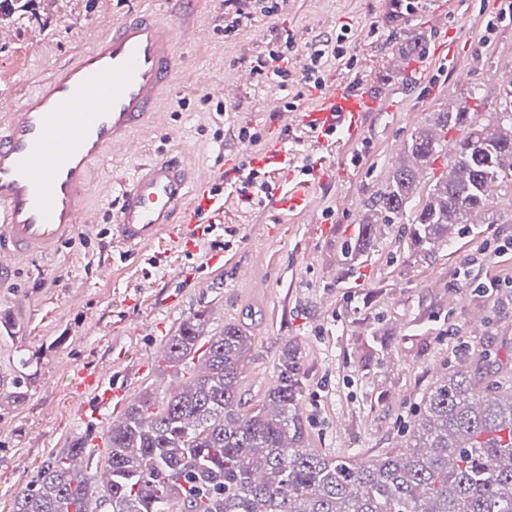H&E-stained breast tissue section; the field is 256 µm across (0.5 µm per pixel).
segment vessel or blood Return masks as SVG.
Listing matches in <instances>:
<instances>
[{
  "label": "vessel or blood",
  "instance_id": "b4317fda",
  "mask_svg": "<svg viewBox=\"0 0 512 512\" xmlns=\"http://www.w3.org/2000/svg\"><path fill=\"white\" fill-rule=\"evenodd\" d=\"M189 29L186 20L165 26L153 11H142L113 24L0 110V276L21 256L58 250L85 214V188L96 162L111 154L137 156L132 133L149 122L163 91L174 85L181 67L176 45ZM379 109L368 91L339 88L300 112L315 138L309 173L328 179L336 140L357 138L365 114ZM296 163L287 140L276 135L258 154L241 146L219 177L233 187L244 168L272 169L280 180L265 185L266 201L282 212H306L314 203L311 192L282 187ZM219 177L172 152L137 165L112 218L125 250L163 230L173 241L192 244L193 229L224 208L223 196L213 190Z\"/></svg>",
  "mask_w": 512,
  "mask_h": 512
}]
</instances>
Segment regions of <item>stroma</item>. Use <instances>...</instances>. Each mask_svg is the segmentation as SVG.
I'll use <instances>...</instances> for the list:
<instances>
[{"instance_id": "stroma-1", "label": "stroma", "mask_w": 512, "mask_h": 512, "mask_svg": "<svg viewBox=\"0 0 512 512\" xmlns=\"http://www.w3.org/2000/svg\"><path fill=\"white\" fill-rule=\"evenodd\" d=\"M502 7V0H438L409 18L393 0H279L275 15L254 14L229 36L222 0H36L26 15L0 21V104H8L114 22L143 9L168 21L179 10L190 14L193 30L177 43V82L152 126L138 134L145 161L177 151L187 164L223 168L238 149L240 128L269 137L279 112L315 108L337 87L366 89L382 105L366 114L358 138L337 140V178L312 182L313 211L283 214L225 188L224 209L193 254L164 233L122 254L111 215L136 161L99 165L85 189L98 223L77 224L55 254L23 258L0 279V315L13 324L11 333H0V382L15 379L23 355L37 373L23 405L0 408L8 421L0 426V512H12L16 492L51 455L103 435L100 421L83 418L98 394L82 385L80 372H110L131 399L146 390L163 396L185 378L156 348L199 311L210 335L230 321L247 324L253 400L262 398L284 344H298L308 444L354 461L403 448L424 393L470 352L488 351L490 368L512 371V193L499 191L487 223L452 233L425 263L409 260L401 225L388 224L374 251L348 268L342 255L358 226L336 208L340 195L366 204L403 162L411 133L445 110L448 98L466 100L476 88L478 121L497 110L500 74L512 67V17H502ZM340 33L346 55L329 58L319 87L306 86L309 52ZM446 35L458 40L453 64L437 65L426 81L399 70L419 54L436 57ZM271 50L288 54L290 77L279 94L257 75L222 104L196 81L203 70L234 82ZM243 266L267 281L264 294L237 280ZM184 268L195 270L196 283L174 280ZM491 281L497 289L485 290ZM374 331L381 341L371 346Z\"/></svg>"}]
</instances>
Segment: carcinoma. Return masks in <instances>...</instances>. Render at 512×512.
I'll return each mask as SVG.
<instances>
[{"label": "carcinoma", "instance_id": "obj_1", "mask_svg": "<svg viewBox=\"0 0 512 512\" xmlns=\"http://www.w3.org/2000/svg\"><path fill=\"white\" fill-rule=\"evenodd\" d=\"M450 131L459 132L451 142ZM404 154L367 203L345 265L375 248L380 225L406 222L417 170L443 154L448 170L406 222L409 257L426 260L454 227L485 223L491 188L512 190V95L485 123L469 105L430 113ZM205 324L198 311L165 343L176 370L200 361L191 384L161 399L144 391L112 419L106 482L76 440L17 491L13 512H512V390L493 373L477 367L443 378L423 397L405 448L359 465L307 448L299 346L282 348L274 386L251 406L243 390L251 336L229 322L206 338ZM18 365L7 396L15 407L34 380L30 358Z\"/></svg>", "mask_w": 512, "mask_h": 512}]
</instances>
